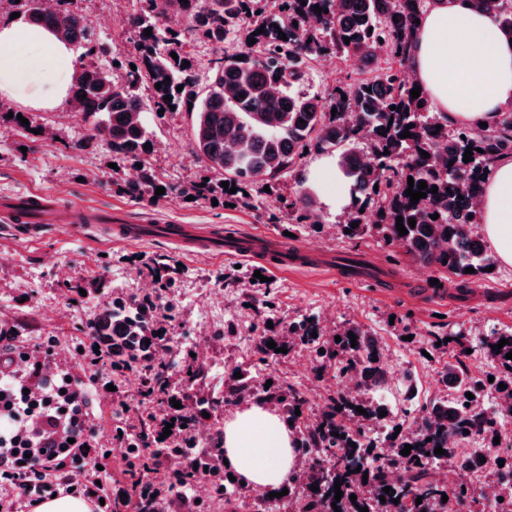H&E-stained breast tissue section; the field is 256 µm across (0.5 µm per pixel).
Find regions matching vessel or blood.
Returning a JSON list of instances; mask_svg holds the SVG:
<instances>
[{
	"mask_svg": "<svg viewBox=\"0 0 512 512\" xmlns=\"http://www.w3.org/2000/svg\"><path fill=\"white\" fill-rule=\"evenodd\" d=\"M36 213L38 223H27L28 213ZM0 221L7 224H25L29 235H39L43 225L62 224L74 227L80 224H106L111 232L127 241L144 238L146 227L130 224L117 213L89 210L80 206L68 209L57 207L49 195L35 193L21 200L0 206ZM166 240L207 253L230 252L242 258L265 260L269 269L282 272L297 267L312 266L311 257L300 250L288 247L271 237L255 235L224 237L220 233L203 232L186 224H172L163 231Z\"/></svg>",
	"mask_w": 512,
	"mask_h": 512,
	"instance_id": "1",
	"label": "vessel or blood"
}]
</instances>
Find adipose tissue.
I'll return each mask as SVG.
<instances>
[{
    "mask_svg": "<svg viewBox=\"0 0 512 512\" xmlns=\"http://www.w3.org/2000/svg\"><path fill=\"white\" fill-rule=\"evenodd\" d=\"M433 111L457 124H494L512 108V38L472 0H429L406 61ZM73 50L51 31L0 19V97L51 110L68 97ZM481 233L500 266L512 268V154L486 186ZM224 456L249 487L271 492L297 470L295 434L271 406L246 401L224 419Z\"/></svg>",
    "mask_w": 512,
    "mask_h": 512,
    "instance_id": "ef3b65f1",
    "label": "adipose tissue"
}]
</instances>
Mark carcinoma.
Listing matches in <instances>:
<instances>
[{
	"mask_svg": "<svg viewBox=\"0 0 512 512\" xmlns=\"http://www.w3.org/2000/svg\"><path fill=\"white\" fill-rule=\"evenodd\" d=\"M30 23L51 28L73 47L90 38L82 15L70 8V0H6ZM429 0H138L139 8L126 18L134 33L132 50L117 49L114 64L108 69L83 64L74 75L69 90L82 112L95 118L86 136L72 147L81 149L91 141L108 146L120 160L142 164L140 180L121 191L152 198L163 186L150 163L153 151L144 149L151 142L142 124L146 102L139 89L149 84L150 101L156 111L179 112L192 105L195 113L192 146L203 163L204 173L182 193L197 200H212L232 195L245 206L252 205L259 193L256 175L278 176L315 146L334 152L339 168L350 183L355 198L345 211L341 230L345 237L361 239L373 233L387 244L403 245L411 257L434 265L463 281L490 275L496 265L488 246L475 230L474 220L462 215V200L468 193L483 196L497 158L512 151V109L502 112L486 130L458 125L432 111L425 93L413 98L416 84L391 67L377 66L372 75L340 87L327 101L317 94L301 96L295 86L305 75L306 61L324 54L352 55L375 61L382 54L406 60L412 36L418 28ZM500 29L512 36V0H474ZM324 9L323 13L315 7ZM172 16L187 20V26L168 24ZM240 25L248 51L227 54L215 61L208 89H198L187 51L191 40L224 41L227 30ZM151 29V35L144 30ZM264 32H258V29ZM283 32L285 37L278 36ZM349 42H344V38ZM256 43H250V39ZM177 57H172L171 53ZM136 57V69L127 55ZM170 81H165V78ZM161 84L156 88L155 84ZM182 90H177L178 86ZM172 100H166V97ZM423 107H418V104ZM396 109H390V106ZM337 113H332V109ZM412 128H407V125ZM411 136L402 138L403 130ZM370 142L372 163H361L363 140ZM475 149L472 161L463 162L467 147ZM482 152H476V149ZM389 154H384V151ZM428 157H421V152ZM424 181L427 197L418 203L405 194L408 178ZM227 181L237 188L233 194L221 186ZM438 192H432L433 187ZM282 211L294 224H317L319 213L314 199L306 193L281 197ZM439 218L432 219L433 214ZM403 218L408 234L396 229ZM413 218L416 226H409ZM357 222L359 226L351 227ZM471 267L474 272L467 273ZM89 335L103 357L112 365V375L138 376L139 392L149 407L141 414L134 433L122 432L114 439L126 461V473L135 497L136 512H157L156 505L184 486L204 477L213 503L227 501L232 494L244 498L240 479L231 480V470L221 465L224 448H201L190 444L195 427L204 421L203 413L217 412L224 403H238L258 391L261 400L276 406L296 434V451L305 453L308 481L299 489L288 485L282 496L294 504V512H455L454 505L468 498L478 501L471 485H443L430 478L428 462H445L453 449L448 443H464L469 432H480L494 444L499 422L493 415L477 417L481 384L462 374L454 365L444 368L442 381L449 393L437 398L416 416V409L405 407L393 423L384 442L391 448L388 467L399 473L384 481L374 473L366 431L382 417L386 407L368 392L354 397L331 396L315 424L295 415L305 411L306 399L295 389L284 388L279 379L269 376L270 387L254 384L248 368L240 378H232L217 399L198 388L205 366L185 352L176 364L156 360L161 347V330L156 304L149 300L116 297L88 324ZM317 337H312V333ZM354 333L351 346L348 333ZM341 341H335V336ZM508 344L497 348L500 340ZM150 344H145V341ZM292 348L297 342L311 348L316 369L335 367L341 373L360 372L365 385L377 386L378 345L361 328L349 325L327 337L319 334L316 317L303 316L288 324L286 333L268 332L259 337L255 362L282 359L286 354L267 347ZM489 358L497 362L493 386L506 385L512 397V333H493L481 342ZM474 398L469 399L466 393ZM180 402L173 407L171 399ZM367 411L363 415L356 407ZM188 422L185 434L157 439L159 426L175 413ZM338 436H333V433ZM412 446L404 456V445ZM446 451L434 454L435 448ZM342 496L334 502L335 482ZM319 490L313 491L311 487ZM389 488L384 492L383 488ZM357 499L350 500L351 495ZM447 502H442V495ZM386 502H380V498ZM421 504H416L417 498ZM398 503H393V499Z\"/></svg>",
	"mask_w": 512,
	"mask_h": 512,
	"instance_id": "cac0c4a2",
	"label": "carcinoma"
}]
</instances>
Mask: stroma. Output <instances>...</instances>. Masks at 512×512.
Segmentation results:
<instances>
[{
	"label": "stroma",
	"instance_id": "stroma-1",
	"mask_svg": "<svg viewBox=\"0 0 512 512\" xmlns=\"http://www.w3.org/2000/svg\"><path fill=\"white\" fill-rule=\"evenodd\" d=\"M77 6L97 39L94 62L109 66L113 51L129 44L132 33L121 18L136 9V0L117 7L110 0H78ZM244 49V43L232 33L221 43H192L189 50L200 85L208 84L216 58ZM364 76L355 57L323 56L309 62L301 90L328 98L337 87ZM31 118L34 124L54 128L57 137L25 138L10 123L0 121V199L42 192L53 196L61 207L86 205L126 211L137 224H212L222 227L228 236H283L290 246L340 264L357 261L367 272L363 282L348 283L316 270L274 273L258 260L189 254L158 237L127 243L111 238L102 226L65 232L48 224L39 237L31 238L20 228L0 223V312L24 351L49 354L55 369L87 379L90 417L104 446H111L115 429L130 426L139 396L130 380H119L113 392L102 383L89 381L83 349L90 342L88 323L108 300L139 296V288L125 280L131 270L149 281L156 264L179 267L166 295L174 315L168 331L182 343L201 332L195 314L210 313L211 321L203 331L209 343L204 384L208 392L217 395L232 367L241 364L250 365L256 378L279 377L282 385L309 400L336 379L334 369L315 376L302 365L297 351L279 362L253 364V340L267 327L266 313L258 305L268 298L273 300L281 323L330 309L335 313V328L359 325L383 352L393 354V376L379 390L381 401L391 408L409 391L415 394V406L433 401L445 362L464 363L468 375L485 376L491 363L481 349L482 339L494 331H512V269L499 268L490 278L462 283L454 275L413 260L402 247L386 245L375 237L344 238L339 231L341 214L325 206L320 209V224L314 226L284 219L271 223L270 214L279 210L278 195L307 192L322 200L321 188L304 179L306 169L321 156L317 149H309L289 171L275 178L274 192L258 194L253 207L189 201L180 189L202 171L191 144L194 115L183 111L160 120L147 109L141 119L155 143L151 163L168 188L166 196L152 203L118 190V183L128 180L131 168L114 164L105 146L71 148V140L83 137L89 128L88 116L72 112L66 103L32 113ZM258 270L267 277V284L222 296L226 282L241 281ZM434 279L444 289L439 299L418 297L417 289ZM230 327L235 330L234 337L224 338V330ZM446 333L456 335V342L449 345L447 353L432 351L431 338ZM181 343L173 347V359H180ZM118 400L127 405L126 412L119 415L114 412Z\"/></svg>",
	"mask_w": 512,
	"mask_h": 512
}]
</instances>
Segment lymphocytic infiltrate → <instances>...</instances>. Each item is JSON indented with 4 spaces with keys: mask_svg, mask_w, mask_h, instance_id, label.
Here are the masks:
<instances>
[{
    "mask_svg": "<svg viewBox=\"0 0 512 512\" xmlns=\"http://www.w3.org/2000/svg\"><path fill=\"white\" fill-rule=\"evenodd\" d=\"M17 347L0 336V512H35L57 492H74L112 512L111 491L74 476L101 450L88 415L82 379L58 375L47 380L46 357L16 369Z\"/></svg>",
    "mask_w": 512,
    "mask_h": 512,
    "instance_id": "f902f5d3",
    "label": "lymphocytic infiltrate"
}]
</instances>
